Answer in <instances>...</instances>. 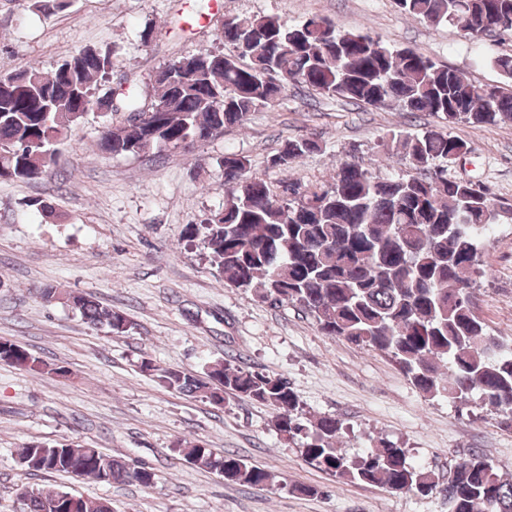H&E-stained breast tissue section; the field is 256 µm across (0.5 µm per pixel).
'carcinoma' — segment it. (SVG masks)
I'll use <instances>...</instances> for the list:
<instances>
[{
    "mask_svg": "<svg viewBox=\"0 0 512 512\" xmlns=\"http://www.w3.org/2000/svg\"><path fill=\"white\" fill-rule=\"evenodd\" d=\"M44 16L69 0H13ZM401 13L449 24L464 36H512V0H395ZM226 51L198 49L158 69L149 99L129 86L105 98L98 85L112 81L114 53L87 47L48 73L35 66L0 76V179L31 182L60 161L62 146L87 114L104 118L102 148L144 156L154 149L188 150L273 110L293 86L349 104L426 113L437 124L412 133L391 130L378 148L402 156L412 173L380 176L351 158L336 163L329 184L282 180L252 172L239 153L216 159L224 204L200 224L185 226L187 245L199 242L224 281L274 306L289 303L312 316L327 336L389 356L422 393L465 403L474 395L512 429V348L492 336L472 307L473 276L494 224L512 221L499 203L448 167L472 152L448 133L459 122L512 126V89L477 86L459 70L410 47L390 48L368 32L342 31L326 17L290 24L268 14L224 19ZM321 149L318 138L286 140L272 156L288 167ZM83 322L124 333L122 311L84 294L39 289ZM0 362L31 374L65 375L9 338ZM139 370L160 387L199 394L218 408L235 395L270 406L273 426L328 474L392 491L428 494L434 473L413 464L406 449L381 439L357 456L338 448L342 422L303 417L297 395L281 376L249 369L231 356L200 375L144 357ZM175 451L225 481L270 486L276 476L237 454L220 455L201 441L180 440ZM30 474L83 476L98 483L147 486L157 474L81 444L29 442L19 452ZM449 512H512V480L482 452L472 450L450 471L443 488ZM21 512H112V503L45 486H25Z\"/></svg>",
    "mask_w": 512,
    "mask_h": 512,
    "instance_id": "obj_1",
    "label": "carcinoma"
}]
</instances>
